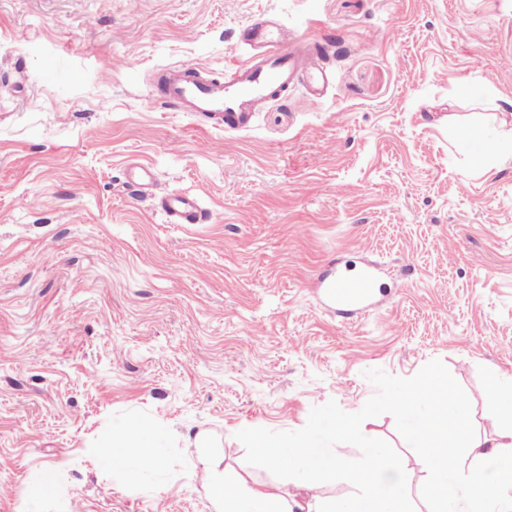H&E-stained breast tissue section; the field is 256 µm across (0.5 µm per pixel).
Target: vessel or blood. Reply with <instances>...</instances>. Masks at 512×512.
Here are the masks:
<instances>
[{"mask_svg": "<svg viewBox=\"0 0 512 512\" xmlns=\"http://www.w3.org/2000/svg\"><path fill=\"white\" fill-rule=\"evenodd\" d=\"M241 41L252 53L233 64L224 79L200 78L196 68L184 64L165 67L160 80L167 105L205 118L212 127L238 130L247 127L256 113L267 110L298 80H305L313 89L328 83L316 55L295 54L287 30L276 21H251L243 28ZM163 206L178 224H194L202 217L213 223L220 220L217 213H203L198 199L192 196L169 195ZM379 273L376 265L355 276L339 271L319 280L318 285L337 306H365L375 295Z\"/></svg>", "mask_w": 512, "mask_h": 512, "instance_id": "vessel-or-blood-1", "label": "vessel or blood"}]
</instances>
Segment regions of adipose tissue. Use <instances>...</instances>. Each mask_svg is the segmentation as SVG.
I'll return each instance as SVG.
<instances>
[{"label":"adipose tissue","instance_id":"ef3b65f1","mask_svg":"<svg viewBox=\"0 0 512 512\" xmlns=\"http://www.w3.org/2000/svg\"><path fill=\"white\" fill-rule=\"evenodd\" d=\"M486 397L502 424L493 438L483 441L470 437L468 401L441 372H429L393 402L407 416H415L423 403L432 408L431 414L415 417L407 439L410 447L424 454L428 477L419 494L433 503L434 512H512V376L492 377ZM349 430L348 420L325 411L315 417L306 435L275 441L253 438L262 457L305 481L337 473L358 485V493L338 501L285 499L220 470L218 460L210 456L199 457L194 471L209 485L220 512H404L396 490L405 484L406 473L385 449L368 448L361 458L351 459L320 446V435L343 437ZM161 435L153 425L124 422L105 442L113 469L159 465Z\"/></svg>","mask_w":512,"mask_h":512}]
</instances>
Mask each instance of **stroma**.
Returning <instances> with one entry per match:
<instances>
[{
	"label": "stroma",
	"instance_id": "stroma-1",
	"mask_svg": "<svg viewBox=\"0 0 512 512\" xmlns=\"http://www.w3.org/2000/svg\"><path fill=\"white\" fill-rule=\"evenodd\" d=\"M260 15L298 51L334 43L324 95L295 83L239 131L157 100L164 66L224 76ZM504 112L512 0H0V512L27 492L43 512H214L201 431L287 498L299 479L251 436L304 435L324 409L353 431L323 447L388 449L406 512H428L393 398L438 370L484 439L486 381L512 375V159L483 170L461 139H504ZM172 192L220 223H169ZM371 261L375 311L321 304L330 268ZM131 417L165 430L163 470L98 450Z\"/></svg>",
	"mask_w": 512,
	"mask_h": 512
}]
</instances>
